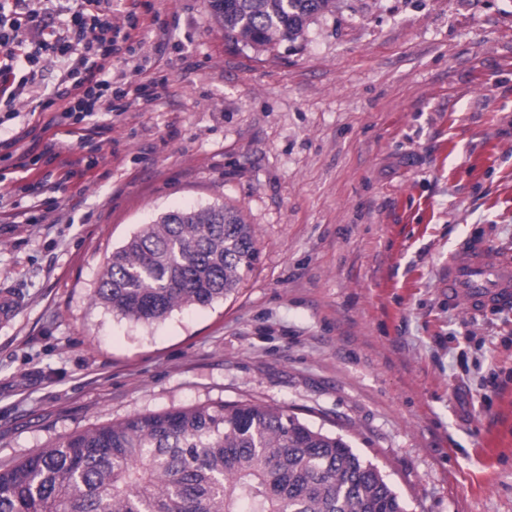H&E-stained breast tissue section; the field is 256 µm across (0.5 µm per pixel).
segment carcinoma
Wrapping results in <instances>:
<instances>
[{
	"label": "carcinoma",
	"instance_id": "1",
	"mask_svg": "<svg viewBox=\"0 0 512 512\" xmlns=\"http://www.w3.org/2000/svg\"><path fill=\"white\" fill-rule=\"evenodd\" d=\"M332 0H207L224 37L294 40ZM257 260L252 226L215 203L175 210L107 258L94 301L143 323L232 295ZM0 512H406L341 436L255 402L134 415L0 463Z\"/></svg>",
	"mask_w": 512,
	"mask_h": 512
}]
</instances>
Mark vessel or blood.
Returning a JSON list of instances; mask_svg holds the SVG:
<instances>
[{
    "label": "vessel or blood",
    "mask_w": 512,
    "mask_h": 512,
    "mask_svg": "<svg viewBox=\"0 0 512 512\" xmlns=\"http://www.w3.org/2000/svg\"><path fill=\"white\" fill-rule=\"evenodd\" d=\"M447 286L449 301H465L475 312L512 307V262L485 241H467L448 261Z\"/></svg>",
    "instance_id": "obj_1"
}]
</instances>
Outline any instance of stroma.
I'll return each instance as SVG.
<instances>
[{
	"label": "stroma",
	"instance_id": "obj_1",
	"mask_svg": "<svg viewBox=\"0 0 512 512\" xmlns=\"http://www.w3.org/2000/svg\"><path fill=\"white\" fill-rule=\"evenodd\" d=\"M112 70L157 100L77 136L0 122V463L137 414L257 401L343 435L407 512H512V309L448 301L466 240L512 261V0H336L294 41L226 43L206 0H140ZM100 143L50 191L23 153ZM240 209L237 292L143 324L95 304L162 213Z\"/></svg>",
	"mask_w": 512,
	"mask_h": 512
}]
</instances>
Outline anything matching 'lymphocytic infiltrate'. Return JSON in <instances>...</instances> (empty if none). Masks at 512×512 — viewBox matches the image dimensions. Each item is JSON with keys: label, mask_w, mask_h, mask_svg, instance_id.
Here are the masks:
<instances>
[{"label": "lymphocytic infiltrate", "mask_w": 512, "mask_h": 512, "mask_svg": "<svg viewBox=\"0 0 512 512\" xmlns=\"http://www.w3.org/2000/svg\"><path fill=\"white\" fill-rule=\"evenodd\" d=\"M37 0H0V104L13 105L34 84L46 56L68 62L66 104L52 125H74L101 108H129L113 86L112 58L122 47L112 25V0H77L61 30L47 32Z\"/></svg>", "instance_id": "f902f5d3"}]
</instances>
